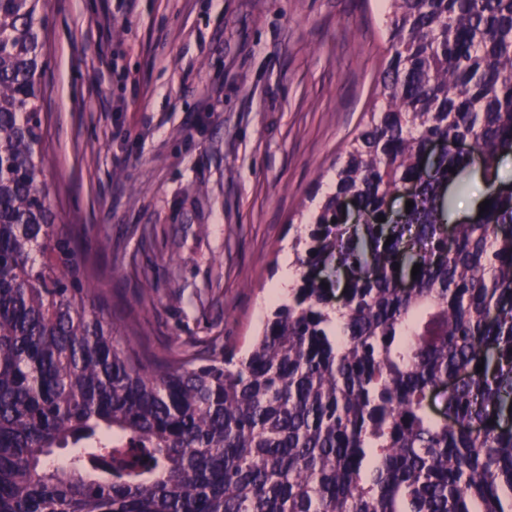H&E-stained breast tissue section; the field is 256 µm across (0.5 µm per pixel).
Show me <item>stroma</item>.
Wrapping results in <instances>:
<instances>
[{
    "instance_id": "1",
    "label": "stroma",
    "mask_w": 512,
    "mask_h": 512,
    "mask_svg": "<svg viewBox=\"0 0 512 512\" xmlns=\"http://www.w3.org/2000/svg\"><path fill=\"white\" fill-rule=\"evenodd\" d=\"M386 0H49L46 182L117 327L243 356L361 130Z\"/></svg>"
}]
</instances>
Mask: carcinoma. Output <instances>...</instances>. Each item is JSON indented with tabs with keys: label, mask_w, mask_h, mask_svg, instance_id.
Returning a JSON list of instances; mask_svg holds the SVG:
<instances>
[{
	"label": "carcinoma",
	"mask_w": 512,
	"mask_h": 512,
	"mask_svg": "<svg viewBox=\"0 0 512 512\" xmlns=\"http://www.w3.org/2000/svg\"><path fill=\"white\" fill-rule=\"evenodd\" d=\"M388 2L376 105L299 284L235 362L158 357L95 310L93 276L64 281L51 253L78 247L44 181L46 0H0V512H512V192L456 221L471 155H428L469 141L498 182L512 0Z\"/></svg>",
	"instance_id": "carcinoma-1"
}]
</instances>
